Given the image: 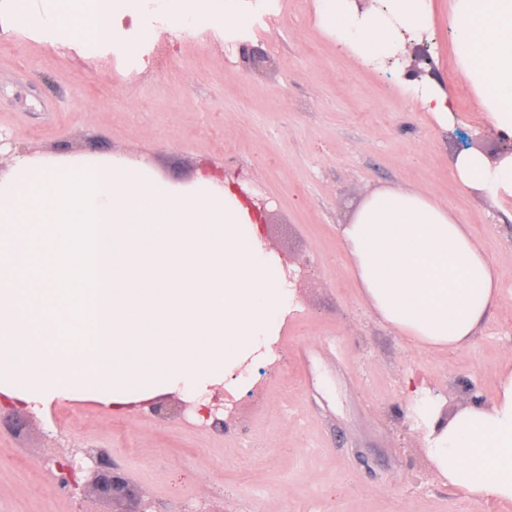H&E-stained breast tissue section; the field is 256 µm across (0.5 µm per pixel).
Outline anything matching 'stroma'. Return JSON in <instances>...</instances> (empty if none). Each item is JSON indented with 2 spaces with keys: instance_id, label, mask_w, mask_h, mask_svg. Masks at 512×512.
Listing matches in <instances>:
<instances>
[{
  "instance_id": "1",
  "label": "stroma",
  "mask_w": 512,
  "mask_h": 512,
  "mask_svg": "<svg viewBox=\"0 0 512 512\" xmlns=\"http://www.w3.org/2000/svg\"><path fill=\"white\" fill-rule=\"evenodd\" d=\"M432 0L436 86L456 127L439 128L387 71L337 50L317 0H278L243 42L158 28L166 66L118 77L104 50L10 36L0 47V174L17 158L129 156L175 188L222 170L264 208L261 239L292 277L274 358L198 394L163 387L116 412L101 398L0 406V512H512L473 502L431 466L427 413L497 396L512 366V203L464 194L452 159L490 157L491 126L457 66L448 13ZM265 53L243 59L240 44ZM403 187L459 211L501 273L467 349L419 346L364 301L339 236L371 191ZM221 405L199 418L198 401ZM106 452L128 490L78 502L50 460Z\"/></svg>"
}]
</instances>
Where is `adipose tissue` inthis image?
Wrapping results in <instances>:
<instances>
[{"label":"adipose tissue","instance_id":"ef3b65f1","mask_svg":"<svg viewBox=\"0 0 512 512\" xmlns=\"http://www.w3.org/2000/svg\"><path fill=\"white\" fill-rule=\"evenodd\" d=\"M8 0L13 30L53 31L93 51L112 46V16L135 14L144 0ZM170 29L204 22L234 30L241 19L227 0H152ZM358 12L353 0H318L319 18L339 50L369 63L394 56L406 36L430 25V0H379ZM448 26L460 72L483 101L496 132L512 138V0H453ZM453 168L464 193L512 198V154L489 159L460 151ZM340 236L362 294L377 316L419 345L468 348L498 298L500 273L451 209L414 191L370 192ZM431 457L450 485L475 500L512 499V371L491 407L471 406L449 419L431 414Z\"/></svg>","mask_w":512,"mask_h":512}]
</instances>
